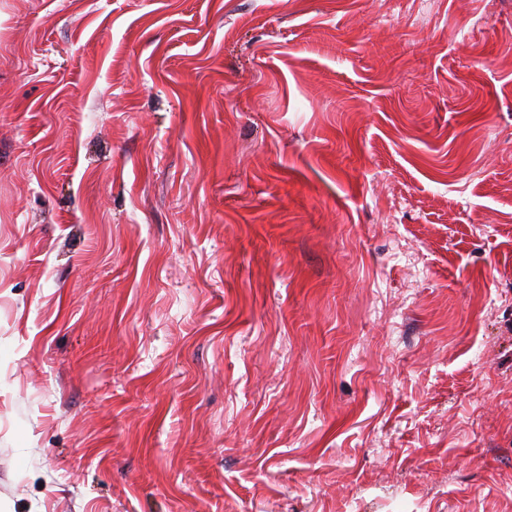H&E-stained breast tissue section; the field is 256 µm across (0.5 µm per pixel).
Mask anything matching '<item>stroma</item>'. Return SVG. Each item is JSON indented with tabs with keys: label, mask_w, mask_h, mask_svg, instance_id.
<instances>
[{
	"label": "stroma",
	"mask_w": 512,
	"mask_h": 512,
	"mask_svg": "<svg viewBox=\"0 0 512 512\" xmlns=\"http://www.w3.org/2000/svg\"><path fill=\"white\" fill-rule=\"evenodd\" d=\"M0 512H512V0H0Z\"/></svg>",
	"instance_id": "1"
}]
</instances>
